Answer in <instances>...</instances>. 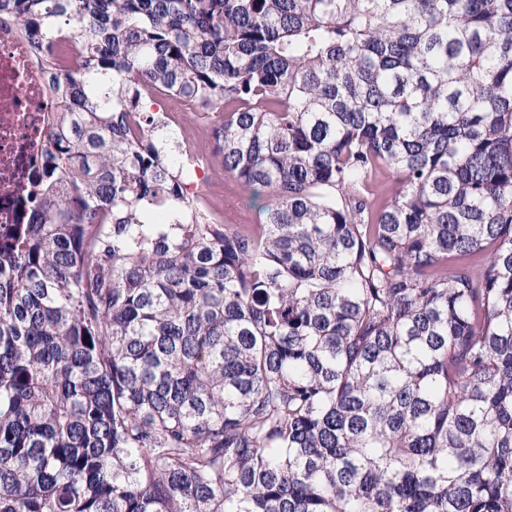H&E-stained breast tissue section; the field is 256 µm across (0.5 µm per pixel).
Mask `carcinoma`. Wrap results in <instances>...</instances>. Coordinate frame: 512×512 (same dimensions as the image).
Segmentation results:
<instances>
[{
  "label": "carcinoma",
  "mask_w": 512,
  "mask_h": 512,
  "mask_svg": "<svg viewBox=\"0 0 512 512\" xmlns=\"http://www.w3.org/2000/svg\"><path fill=\"white\" fill-rule=\"evenodd\" d=\"M0 23L59 103L0 225V512H512V0ZM148 86L260 223L209 218Z\"/></svg>",
  "instance_id": "carcinoma-1"
}]
</instances>
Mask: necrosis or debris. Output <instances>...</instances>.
<instances>
[{
    "mask_svg": "<svg viewBox=\"0 0 512 512\" xmlns=\"http://www.w3.org/2000/svg\"><path fill=\"white\" fill-rule=\"evenodd\" d=\"M57 110L40 64L13 27L0 26V224H23L46 149L44 130Z\"/></svg>",
    "mask_w": 512,
    "mask_h": 512,
    "instance_id": "obj_1",
    "label": "necrosis or debris"
}]
</instances>
